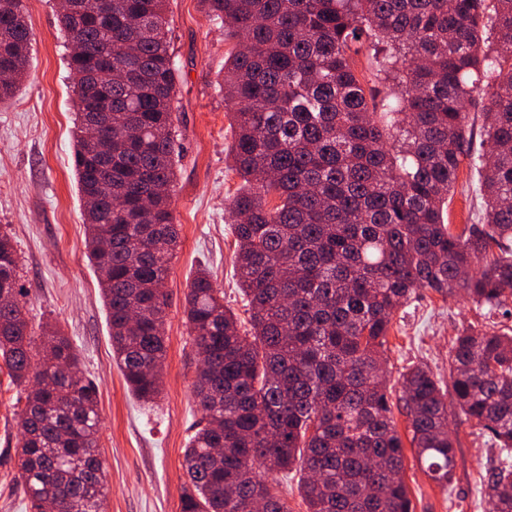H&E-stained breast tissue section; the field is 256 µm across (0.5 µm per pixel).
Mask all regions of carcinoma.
<instances>
[{
    "mask_svg": "<svg viewBox=\"0 0 512 512\" xmlns=\"http://www.w3.org/2000/svg\"><path fill=\"white\" fill-rule=\"evenodd\" d=\"M62 12L76 76L74 168L87 259L107 308L112 356L140 401L160 395L162 288L178 246V78L167 0H76ZM236 48L224 60L229 155L242 185L229 204L247 319L199 270L186 296L201 413L184 448L180 512H288L278 473H301L308 512H412L404 441L381 348L417 289L512 300V0H202ZM23 0H0V102L27 74ZM374 59L387 92L365 88ZM483 88L482 143L468 107ZM478 172L484 213L456 232L449 195ZM20 261L0 229V359L21 388L19 477L31 506L101 512L107 485L95 387L69 337L29 330ZM451 393L414 366L398 402L428 476L452 478L450 410L501 451L482 487L512 512V336L464 332Z\"/></svg>",
    "mask_w": 512,
    "mask_h": 512,
    "instance_id": "1",
    "label": "carcinoma"
}]
</instances>
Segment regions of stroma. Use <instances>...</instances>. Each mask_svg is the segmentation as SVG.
Instances as JSON below:
<instances>
[{"label":"stroma","mask_w":512,"mask_h":512,"mask_svg":"<svg viewBox=\"0 0 512 512\" xmlns=\"http://www.w3.org/2000/svg\"><path fill=\"white\" fill-rule=\"evenodd\" d=\"M32 31L29 74L17 96L0 103V225L12 232L22 265L21 302L32 325L56 323L71 337L84 375L99 389L100 452L108 496L105 512H180L183 450L200 417L194 403L196 349L185 299L199 268H209L224 302L242 312L234 276L233 226L225 212L241 185L229 169L231 120L219 84L235 42L207 16L201 0H169L170 50L179 76L175 124L179 168L171 202L180 245L166 281L167 355L157 405L129 392L112 358L98 277L86 257L85 229L75 186L72 88L58 0H24ZM481 198L476 170L461 167L448 221L460 230L477 223ZM512 331V315L471 302L464 294L417 291L396 313L384 347V371L398 382L411 365L427 364L440 380L462 330ZM19 390L0 369V512H32L19 483ZM456 448L453 479L441 486L407 451L404 480L413 512H490L481 482L499 449L462 414L451 418Z\"/></svg>","instance_id":"stroma-1"}]
</instances>
